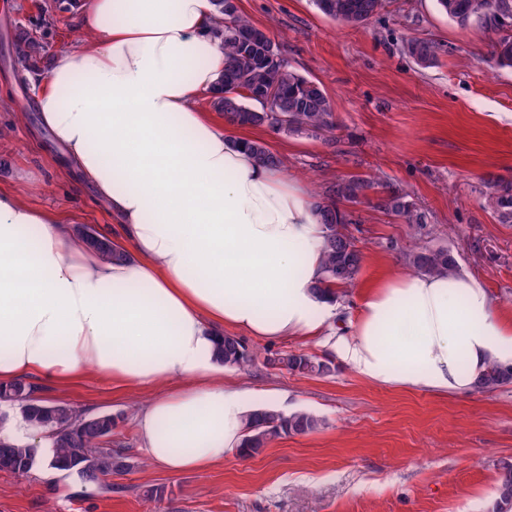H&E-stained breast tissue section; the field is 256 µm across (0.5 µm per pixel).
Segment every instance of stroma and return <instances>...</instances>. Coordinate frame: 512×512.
Returning <instances> with one entry per match:
<instances>
[{"label":"stroma","instance_id":"stroma-1","mask_svg":"<svg viewBox=\"0 0 512 512\" xmlns=\"http://www.w3.org/2000/svg\"><path fill=\"white\" fill-rule=\"evenodd\" d=\"M80 0H0V186L24 201L120 241L121 227L91 186L66 172L40 122L34 88L46 72L16 64L11 41L25 29L51 56L79 41ZM241 14L266 30L298 73L319 81L338 128L333 141L248 128L280 154L289 177L320 189L354 173L410 192L424 227L357 205L350 231L363 253L354 288L341 290L346 316L364 290L409 272L416 246L448 248L457 271L476 278L512 314V223L484 201L512 182V68L491 59L493 35L460 28L436 0H387L367 24L323 15L313 0H238ZM411 38L435 42L436 66L405 51ZM258 353L293 352L332 361L327 375L254 366L225 369L251 409L307 411L321 426L274 439L259 456H225L207 473H172L151 464L139 444L136 410L157 390L124 387L88 371L65 386L34 382V396L118 421L113 446L132 468L94 483L37 465L25 477L0 471V512H489L497 466L512 461V383L490 392L442 396L372 383L336 359L323 342L245 337ZM287 402H279V395ZM152 488L159 497H147Z\"/></svg>","mask_w":512,"mask_h":512}]
</instances>
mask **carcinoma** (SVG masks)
Instances as JSON below:
<instances>
[{
	"mask_svg": "<svg viewBox=\"0 0 512 512\" xmlns=\"http://www.w3.org/2000/svg\"><path fill=\"white\" fill-rule=\"evenodd\" d=\"M218 23L212 36L224 49L221 95L213 99L216 110L233 127H264L273 134L306 133L315 138L334 137L335 113L322 85L290 68L270 35L252 24L230 0H211ZM440 11L462 27L475 25L496 35L492 56L497 65L512 68V0H436ZM317 8L336 22L360 26L375 17L384 0H315ZM407 51L421 68H431L438 60V46L428 40L412 39ZM44 46L27 32L18 35L17 61L26 70L37 69ZM239 144L264 165L283 166V160L263 140L242 139ZM367 203L370 207L398 216L418 227L427 223L409 195L358 174L336 177L315 200L323 227L322 270L318 290L351 288L355 284L363 255L348 226L356 223L350 206ZM488 206L502 224L512 223V183L498 185L487 197ZM78 233L103 256L120 258V252L105 236L87 227ZM409 265L419 274H453L456 263L448 251L420 246L408 255ZM261 357L249 351L244 342L223 336L216 360L228 368L248 370ZM265 365L298 374L325 375L332 367L300 353L275 352L262 357ZM512 382V368L491 365L478 378L476 390L491 391ZM31 385L16 380L0 385V403L18 407L22 418L33 428L48 434L52 451L47 467L65 477L76 475L95 482L100 475L130 470L128 457L112 449L110 437L116 426L110 413L86 415L65 404H48L32 397ZM319 421L307 412L288 416L274 410L251 412L240 455L255 457L282 435H304L317 428ZM37 448L21 445L0 434V470L23 477L37 464ZM493 512H512V462L499 465L497 498Z\"/></svg>",
	"mask_w": 512,
	"mask_h": 512,
	"instance_id": "1",
	"label": "carcinoma"
}]
</instances>
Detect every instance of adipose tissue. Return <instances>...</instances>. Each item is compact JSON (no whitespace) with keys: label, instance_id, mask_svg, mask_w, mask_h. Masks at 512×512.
<instances>
[{"label":"adipose tissue","instance_id":"ef3b65f1","mask_svg":"<svg viewBox=\"0 0 512 512\" xmlns=\"http://www.w3.org/2000/svg\"><path fill=\"white\" fill-rule=\"evenodd\" d=\"M85 37L36 95L68 164L123 227L124 257L0 187V381L86 369L126 386L183 380L135 413L148 460L204 473L238 450L249 414L215 357L225 329L324 335L323 229L311 186L264 167L200 112L224 51L211 0H89ZM331 348L402 389L474 390L512 367V317L470 276L403 273L371 286Z\"/></svg>","mask_w":512,"mask_h":512}]
</instances>
